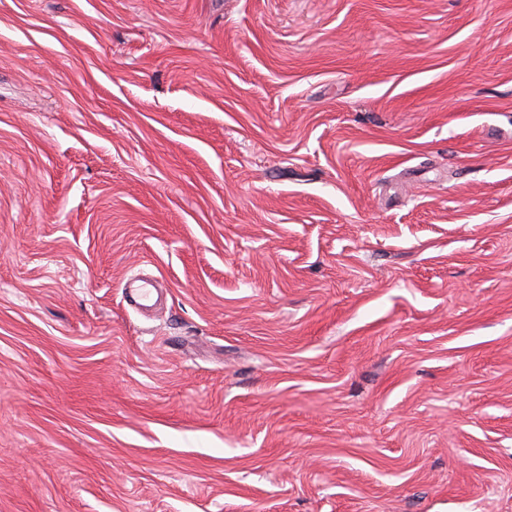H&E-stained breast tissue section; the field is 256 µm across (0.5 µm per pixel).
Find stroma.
<instances>
[{"label": "stroma", "instance_id": "stroma-1", "mask_svg": "<svg viewBox=\"0 0 512 512\" xmlns=\"http://www.w3.org/2000/svg\"><path fill=\"white\" fill-rule=\"evenodd\" d=\"M0 512H512V0H0Z\"/></svg>", "mask_w": 512, "mask_h": 512}]
</instances>
